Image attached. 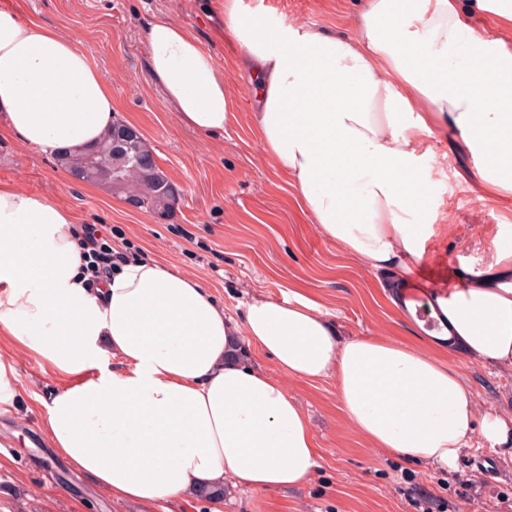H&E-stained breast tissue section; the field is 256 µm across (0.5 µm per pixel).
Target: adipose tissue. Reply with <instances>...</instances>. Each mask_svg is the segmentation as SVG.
<instances>
[{
  "mask_svg": "<svg viewBox=\"0 0 512 512\" xmlns=\"http://www.w3.org/2000/svg\"><path fill=\"white\" fill-rule=\"evenodd\" d=\"M253 79L251 122L320 234L364 262L402 306L411 259L436 233L419 166L425 132L457 130L485 191L512 196V52L477 34L459 0H366L356 32L285 23L247 0H214ZM149 73L183 126L223 133L233 102L213 56L183 25L146 31ZM117 113L79 39L0 0V131L46 154L94 144ZM79 228L56 199L0 183V404L15 397L14 353L68 377L44 401L55 452L114 501L154 508L225 484L299 489L319 466L287 380L332 379L347 424L386 456L441 473L474 441L499 451L512 418L478 402L460 352L512 369V245L466 285L436 292L433 341L346 336L301 292L259 294L243 321L198 279L132 255L86 288ZM270 355L274 370L253 364Z\"/></svg>",
  "mask_w": 512,
  "mask_h": 512,
  "instance_id": "obj_1",
  "label": "adipose tissue"
}]
</instances>
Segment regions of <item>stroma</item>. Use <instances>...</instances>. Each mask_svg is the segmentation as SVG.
Wrapping results in <instances>:
<instances>
[{
  "instance_id": "obj_1",
  "label": "stroma",
  "mask_w": 512,
  "mask_h": 512,
  "mask_svg": "<svg viewBox=\"0 0 512 512\" xmlns=\"http://www.w3.org/2000/svg\"><path fill=\"white\" fill-rule=\"evenodd\" d=\"M20 15L78 33L91 65L110 83L119 118L134 126L177 186L179 198L164 219L98 188L72 180L54 158L16 138H0V183L54 197L83 224H107L112 244L197 276L223 305L243 318L253 295L276 299L295 288L322 303L343 334L409 339L424 334L417 320L394 312L365 264L349 259L325 239L302 209L284 175L264 156L251 120V80L238 66L241 49L217 19L208 0H10ZM364 0H263L285 22H307L354 34ZM183 24L214 56L235 106L222 134L199 136L183 128L173 105L147 69L145 30L157 19ZM429 153L421 162L430 207L447 233L431 238L421 259L443 278L461 266H482L495 240L512 235V201L485 194L475 161L453 129L425 134ZM16 395L0 405V512H142L115 502L89 478L55 474L67 463L48 444L42 401L67 378L34 358L15 357ZM481 413L512 412V370L464 362ZM288 391L306 410L321 449L312 481L297 491L228 490L224 512H512V457L468 448L456 470L441 474L425 466L378 454L350 430L337 406L331 380L292 381ZM29 448L18 459L13 448Z\"/></svg>"
}]
</instances>
